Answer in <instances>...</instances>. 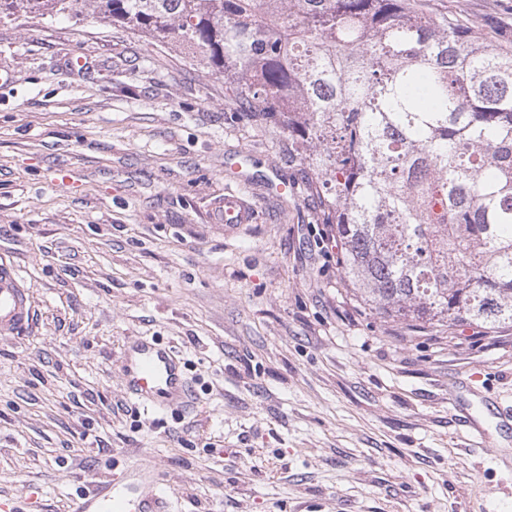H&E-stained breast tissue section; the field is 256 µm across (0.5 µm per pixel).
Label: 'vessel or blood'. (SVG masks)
Wrapping results in <instances>:
<instances>
[{
    "label": "vessel or blood",
    "instance_id": "1",
    "mask_svg": "<svg viewBox=\"0 0 512 512\" xmlns=\"http://www.w3.org/2000/svg\"><path fill=\"white\" fill-rule=\"evenodd\" d=\"M215 223L234 228L252 222L254 210L240 194L229 191L213 206ZM37 324V310L26 282L10 256L0 253V337H18ZM122 360L121 382L141 406L183 407L192 399L191 387L182 379L179 363L171 350L154 342L134 339ZM138 490L99 478L91 495L82 497L73 512H167L162 494L163 476L144 460H137Z\"/></svg>",
    "mask_w": 512,
    "mask_h": 512
}]
</instances>
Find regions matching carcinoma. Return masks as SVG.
Here are the masks:
<instances>
[{
  "instance_id": "1",
  "label": "carcinoma",
  "mask_w": 512,
  "mask_h": 512,
  "mask_svg": "<svg viewBox=\"0 0 512 512\" xmlns=\"http://www.w3.org/2000/svg\"><path fill=\"white\" fill-rule=\"evenodd\" d=\"M84 0H0V21ZM288 131L341 279L408 326H512V49L429 0H93Z\"/></svg>"
}]
</instances>
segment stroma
<instances>
[{
  "label": "stroma",
  "mask_w": 512,
  "mask_h": 512,
  "mask_svg": "<svg viewBox=\"0 0 512 512\" xmlns=\"http://www.w3.org/2000/svg\"><path fill=\"white\" fill-rule=\"evenodd\" d=\"M431 6L512 45V0ZM231 97L89 10L0 23V251L40 314L0 339V499L72 512L139 448L171 512H512V327L358 307L286 133ZM229 189L254 209L235 230L212 221ZM131 336L175 351L191 406L125 396Z\"/></svg>",
  "instance_id": "35a3bbf8"
}]
</instances>
